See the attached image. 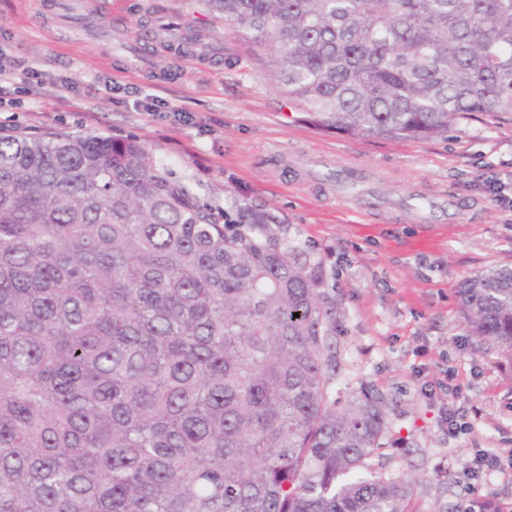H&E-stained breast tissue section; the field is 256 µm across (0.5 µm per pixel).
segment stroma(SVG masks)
I'll return each mask as SVG.
<instances>
[{"instance_id": "35a3bbf8", "label": "stroma", "mask_w": 512, "mask_h": 512, "mask_svg": "<svg viewBox=\"0 0 512 512\" xmlns=\"http://www.w3.org/2000/svg\"><path fill=\"white\" fill-rule=\"evenodd\" d=\"M201 39L179 50L180 24ZM0 54L15 77L0 135L133 136L201 201L262 209L289 247L320 262L336 305L341 399L385 402L371 468L415 476V512L512 503V475H473V449L512 448V363L469 336L455 291L512 266V116L473 113L444 139L360 138L323 126L278 88L268 48L194 0H0ZM452 375L456 396L435 386ZM465 419L449 432L446 415Z\"/></svg>"}]
</instances>
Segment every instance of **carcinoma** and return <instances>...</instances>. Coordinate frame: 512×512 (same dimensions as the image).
<instances>
[{
    "mask_svg": "<svg viewBox=\"0 0 512 512\" xmlns=\"http://www.w3.org/2000/svg\"><path fill=\"white\" fill-rule=\"evenodd\" d=\"M273 42L315 120L437 138L512 112V0H200ZM266 212L201 202L133 137L0 136V512H410L341 405L336 307ZM512 362V267L456 291ZM299 316H294V313Z\"/></svg>",
    "mask_w": 512,
    "mask_h": 512,
    "instance_id": "1",
    "label": "carcinoma"
}]
</instances>
